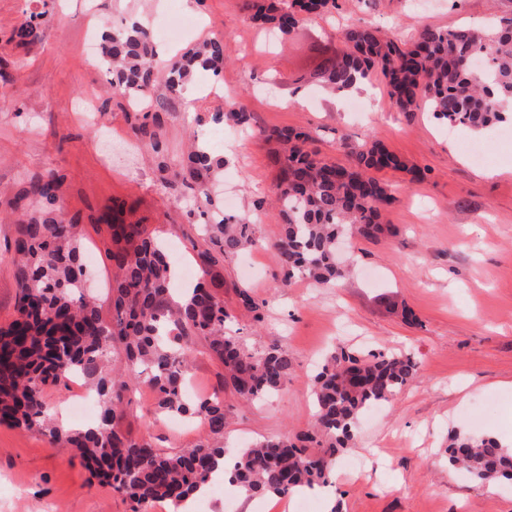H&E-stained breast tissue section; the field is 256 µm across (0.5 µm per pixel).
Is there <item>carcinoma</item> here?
<instances>
[{
    "mask_svg": "<svg viewBox=\"0 0 512 512\" xmlns=\"http://www.w3.org/2000/svg\"><path fill=\"white\" fill-rule=\"evenodd\" d=\"M251 20L282 36L312 16L340 9L338 0H244ZM45 13H32L13 31L24 47L39 40ZM347 50L326 58L317 79L329 91L360 79L383 77L397 111L410 121L427 112L450 126L485 131L512 121V16L484 29L425 27L408 44L369 26L342 32ZM113 95L132 99L152 94L160 108L201 68L219 75L229 56L222 39L209 40L173 61L164 82L153 65L156 42L142 21H125L104 36ZM487 62L475 72V61ZM247 127L251 113L243 103L212 114ZM275 144L271 162L276 175L270 194L283 224L271 243L279 260L280 284L307 278L335 285L346 270L336 260V241L344 235L374 239L383 232L386 208L395 200L392 187L373 172L392 170L421 181L425 171L408 166L377 140L343 143L350 158L338 164L309 149L312 136L294 127L264 134ZM173 176L195 193L207 217L205 246L197 250L202 272L186 297H171L174 269L159 244L139 221L125 218L115 202L106 222L112 236V324L101 318L95 299L84 293V263L79 250L78 218H65L58 207L61 176L35 175L12 201L18 214L11 258L18 287L14 318L0 326V423L36 429L52 445L77 450L102 482L123 491L131 512H146L157 501L173 506L202 488H211L220 462L233 463L232 485L246 496H282L328 482L343 449L350 447L362 414L393 399L418 377L417 363L391 350L366 354L340 349L331 354L314 380L312 428L292 441L269 437L246 448L224 446L231 411L215 391L192 398L186 391L192 339L224 367V383L243 400L261 401L283 389L293 368L288 349L272 345L246 349L224 332L230 314L216 285L208 281L224 258L252 247L256 227L245 217L226 216L211 188L224 159L198 141L187 156L170 161ZM241 307L257 321L265 302L248 288L235 289ZM124 365L112 366L116 346ZM78 374L96 389L100 410L94 426L64 431L47 402V390ZM145 386L166 416L203 421L208 439L180 452H165L151 441L117 428L115 421L129 395ZM448 463L461 465L480 481L512 479V452L491 437L465 433L448 437Z\"/></svg>",
    "mask_w": 512,
    "mask_h": 512,
    "instance_id": "obj_1",
    "label": "carcinoma"
}]
</instances>
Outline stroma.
Returning a JSON list of instances; mask_svg holds the SVG:
<instances>
[{
  "instance_id": "1",
  "label": "stroma",
  "mask_w": 512,
  "mask_h": 512,
  "mask_svg": "<svg viewBox=\"0 0 512 512\" xmlns=\"http://www.w3.org/2000/svg\"><path fill=\"white\" fill-rule=\"evenodd\" d=\"M243 0H193L196 27L182 48L214 37L234 54L220 75L198 73L195 93L171 95L155 152L135 130L126 100L113 96L88 46L106 25L133 16L160 23L157 0H0V325L12 319L17 286L9 262L17 215L10 202L34 175L62 176L59 206L80 220V251L89 261L104 321L112 319L110 230L99 218L113 200L132 205L149 234L187 263L203 238L192 190L166 163L186 152L190 136L223 157L224 197L256 224L259 245L225 258L217 269L227 326L253 350L277 344L293 356L292 372L276 395L234 405L226 445L293 436L313 421V378L338 347L389 348L410 354L418 378L374 413L363 415L357 447L344 450L328 495H305L309 512H512V480L482 483L448 463V435L475 438L512 432V138L484 134L494 160L473 163L461 150L473 139L465 128L420 112L405 121L381 77L357 93L364 111L347 99L330 106L310 73L320 51L344 50L337 30L368 25L413 40L427 26H481L512 13V0H343L338 13L314 18L287 37L268 42L242 9ZM44 13L32 50L11 39L32 13ZM303 101H293L295 92ZM94 112L82 111L85 98ZM244 101L252 132L213 123L212 113ZM311 132L322 157L346 162L340 140L381 141L422 181L381 172L395 189L378 238L353 239L342 258L351 269L335 287L307 280L278 287L270 241L282 219L265 197L276 170L262 133L281 127ZM266 300L263 322L239 307L236 288ZM411 309L418 325L406 324ZM121 430L167 451L203 441L200 425L173 430L158 422L154 397L134 394ZM0 512H130L124 495L92 478L73 449L52 446L42 434L0 425Z\"/></svg>"
}]
</instances>
